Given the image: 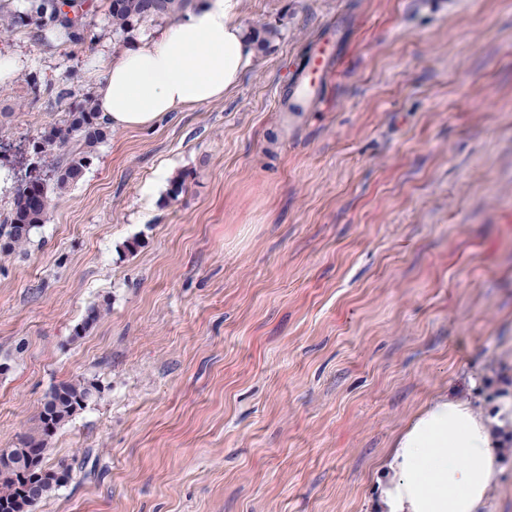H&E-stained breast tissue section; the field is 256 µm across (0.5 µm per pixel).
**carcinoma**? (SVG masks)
Instances as JSON below:
<instances>
[{
	"label": "carcinoma",
	"mask_w": 512,
	"mask_h": 512,
	"mask_svg": "<svg viewBox=\"0 0 512 512\" xmlns=\"http://www.w3.org/2000/svg\"><path fill=\"white\" fill-rule=\"evenodd\" d=\"M195 0H110L108 17L112 35L129 41L142 27L164 23L190 9ZM67 0H27L24 11L0 3V30L35 25L42 31L63 28L74 44L94 42L98 35L79 19L65 12ZM112 134L101 121L90 95L66 113L60 126H52L29 141L32 165H47L54 151L61 154L47 179L22 182L16 189L10 211L0 221V251L9 254L26 246L33 230L47 220L51 195L60 194L77 182L90 165L98 143ZM99 392L96 383L85 380L63 381L52 387L39 415V425L22 440L21 447L0 451V512H31L36 500L23 492L24 483H36L41 496L59 485L56 471L45 467L48 439L64 423L72 420Z\"/></svg>",
	"instance_id": "carcinoma-1"
}]
</instances>
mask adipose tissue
Segmentation results:
<instances>
[{
	"instance_id": "adipose-tissue-1",
	"label": "adipose tissue",
	"mask_w": 512,
	"mask_h": 512,
	"mask_svg": "<svg viewBox=\"0 0 512 512\" xmlns=\"http://www.w3.org/2000/svg\"><path fill=\"white\" fill-rule=\"evenodd\" d=\"M239 0H202L154 37L103 61L98 112L112 129L153 126L167 113L223 99L250 68L255 42L238 17ZM512 399L495 414L439 396L383 457L373 512H481L496 470L500 430Z\"/></svg>"
}]
</instances>
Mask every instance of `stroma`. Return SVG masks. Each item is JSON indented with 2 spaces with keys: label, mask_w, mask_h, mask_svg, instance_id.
<instances>
[{
  "label": "stroma",
  "mask_w": 512,
  "mask_h": 512,
  "mask_svg": "<svg viewBox=\"0 0 512 512\" xmlns=\"http://www.w3.org/2000/svg\"><path fill=\"white\" fill-rule=\"evenodd\" d=\"M0 36V218L116 51ZM267 33L223 100L113 131L0 257V450L53 385L100 394L48 444L33 512H369L380 460L442 393L512 397V0H240ZM334 55L285 125L291 64ZM187 177L171 196L158 169ZM154 196H147V186ZM139 240L136 251L128 241ZM101 315L75 336L90 308Z\"/></svg>",
  "instance_id": "stroma-1"
}]
</instances>
